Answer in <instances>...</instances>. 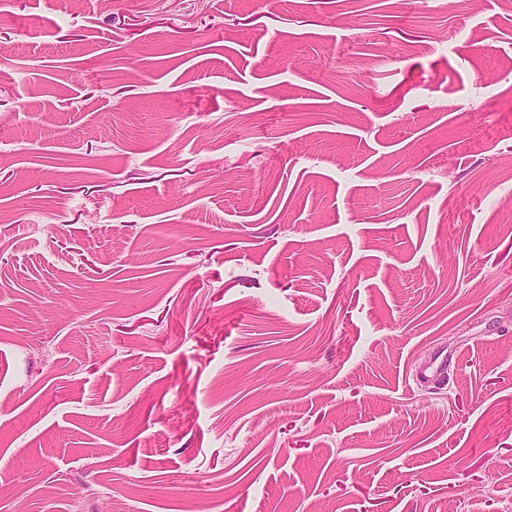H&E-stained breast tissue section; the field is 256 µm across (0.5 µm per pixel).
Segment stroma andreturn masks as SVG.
<instances>
[{"label":"stroma","mask_w":512,"mask_h":512,"mask_svg":"<svg viewBox=\"0 0 512 512\" xmlns=\"http://www.w3.org/2000/svg\"><path fill=\"white\" fill-rule=\"evenodd\" d=\"M198 503L512 512V0H0V512Z\"/></svg>","instance_id":"stroma-1"}]
</instances>
